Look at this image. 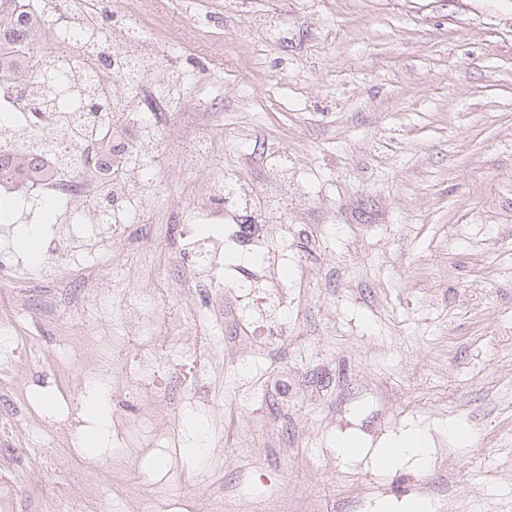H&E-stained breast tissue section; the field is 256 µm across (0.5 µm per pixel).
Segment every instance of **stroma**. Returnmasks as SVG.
Returning a JSON list of instances; mask_svg holds the SVG:
<instances>
[{"label":"stroma","instance_id":"1","mask_svg":"<svg viewBox=\"0 0 512 512\" xmlns=\"http://www.w3.org/2000/svg\"><path fill=\"white\" fill-rule=\"evenodd\" d=\"M148 7L161 72L187 75L189 110L166 112L148 158L156 187L116 247L134 262L181 260L176 224L223 237V293L195 289L189 335L222 340V386L190 405L168 384L195 456L165 454L164 495L224 493L232 512L276 494L282 512H512V0H100L125 21ZM279 21L281 39L258 29ZM212 138L214 163L189 174L159 159L179 129ZM228 177L223 224H201ZM24 323L49 336L65 257L18 254ZM94 453L23 450L0 439L19 477L0 512H55L74 472L149 494L112 470V420ZM472 430L467 443L448 432ZM409 430L426 460L379 469ZM251 432L243 452L225 442ZM358 438L345 456L337 442Z\"/></svg>","mask_w":512,"mask_h":512}]
</instances>
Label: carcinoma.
<instances>
[{"instance_id":"1","label":"carcinoma","mask_w":512,"mask_h":512,"mask_svg":"<svg viewBox=\"0 0 512 512\" xmlns=\"http://www.w3.org/2000/svg\"><path fill=\"white\" fill-rule=\"evenodd\" d=\"M16 2L0 0V43H10L18 49L25 46L32 51L38 48L40 32L22 22L24 14L17 10ZM84 21L88 28L70 32L77 55L62 58L39 52L33 59L30 87L22 103L38 116L43 105L50 113L63 114L64 119L70 120V128L59 143L44 138L0 148V171L10 175L15 190L38 191L49 171L38 170L34 159L46 150L53 151L56 176L70 182L79 179L94 159L85 146H93L97 153L112 150V137L108 136L112 93L103 91L90 78L89 58L84 53L85 45L91 42L110 41L112 30L94 16H87ZM12 66V59L0 56V91L14 85L17 79Z\"/></svg>"}]
</instances>
